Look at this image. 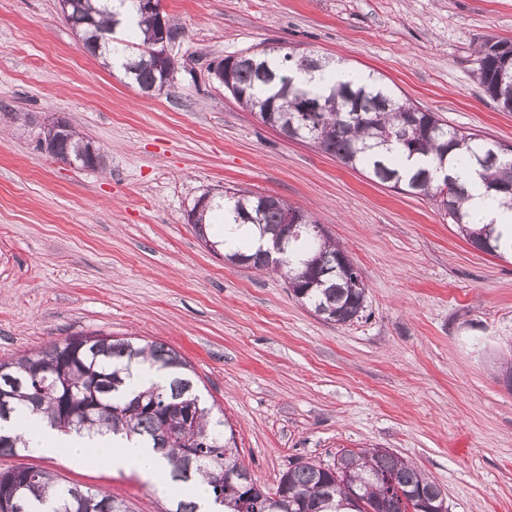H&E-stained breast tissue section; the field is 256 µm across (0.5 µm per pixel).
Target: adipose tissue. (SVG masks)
Here are the masks:
<instances>
[{
	"mask_svg": "<svg viewBox=\"0 0 512 512\" xmlns=\"http://www.w3.org/2000/svg\"><path fill=\"white\" fill-rule=\"evenodd\" d=\"M459 174L472 185L466 203L471 220L477 224L493 222L512 228V209L487 196L482 186L472 184L469 170L460 169ZM16 431L26 441L28 448L49 460L65 458L74 463H82L98 458L105 460L112 470L135 469L155 482L162 480L168 470L167 461L160 452L140 447L136 440L122 435L101 436L86 432L63 435L38 415L28 411L17 422Z\"/></svg>",
	"mask_w": 512,
	"mask_h": 512,
	"instance_id": "ef3b65f1",
	"label": "adipose tissue"
}]
</instances>
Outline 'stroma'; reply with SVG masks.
<instances>
[{"label": "stroma", "mask_w": 512, "mask_h": 512, "mask_svg": "<svg viewBox=\"0 0 512 512\" xmlns=\"http://www.w3.org/2000/svg\"><path fill=\"white\" fill-rule=\"evenodd\" d=\"M182 29L171 90L147 96L87 52L58 0H0V360L102 330L178 351L266 487L290 462L389 448L448 512H512V257L471 246L434 201L369 179L244 110L209 63L270 47L344 59L448 126L512 147V112L473 75L484 37L512 41V0H162ZM61 112L105 164L36 149ZM308 211L366 284V311L323 321L278 272L229 265L188 222L206 192ZM130 512L172 493L136 471L48 461Z\"/></svg>", "instance_id": "35a3bbf8"}]
</instances>
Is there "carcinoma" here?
Wrapping results in <instances>:
<instances>
[{"label":"carcinoma","instance_id":"cac0c4a2","mask_svg":"<svg viewBox=\"0 0 512 512\" xmlns=\"http://www.w3.org/2000/svg\"><path fill=\"white\" fill-rule=\"evenodd\" d=\"M127 5L137 16L121 39L112 37L119 25L112 2ZM93 29L80 34L85 49L118 64L139 90L161 82L162 72L143 63L156 35V19L140 9V0H79ZM512 42L485 38L475 51L473 73L484 91L512 112V84L500 85L499 69ZM326 61L309 52L272 49L239 59L224 68V87L248 110L282 129L300 131V140L315 145L351 168H364L371 178L437 203L471 245L497 255L512 252V237L492 224H472L464 203L467 184L449 174L460 162L481 179L484 190L512 209V154L471 132L443 123L433 112L399 99L386 85L353 81L333 83L324 90L299 83L296 74L320 71ZM321 108L318 120L299 125L303 107ZM57 154L69 155L82 168H96L86 149L89 142L72 130L52 138ZM403 157H423L427 166L401 172ZM299 220L288 231V254L278 266L252 250L248 239L224 245V259L273 268L287 278L298 301L324 321L345 325L362 317L366 289L354 288L355 272L348 256L326 234L312 232L315 221L303 210L275 196L246 195L224 190L217 199L203 194L197 201L194 227L205 224H248L259 236L283 232L284 215ZM147 363L162 372L163 381L137 393L129 392L132 367ZM0 421L18 417L25 405L63 433L87 430L98 434L137 435L152 442L169 461L172 481L185 487L203 477L211 489L214 512H428V503L443 494L422 470L386 448L341 449L325 467L292 462L273 489L262 487L240 464L226 434L224 418L203 402L192 366L175 350L137 338H117L100 330L52 343L0 361ZM26 449L20 436L0 432V455ZM0 512H128L111 493L66 485L54 473L33 467L0 470Z\"/></svg>","mask_w":512,"mask_h":512}]
</instances>
